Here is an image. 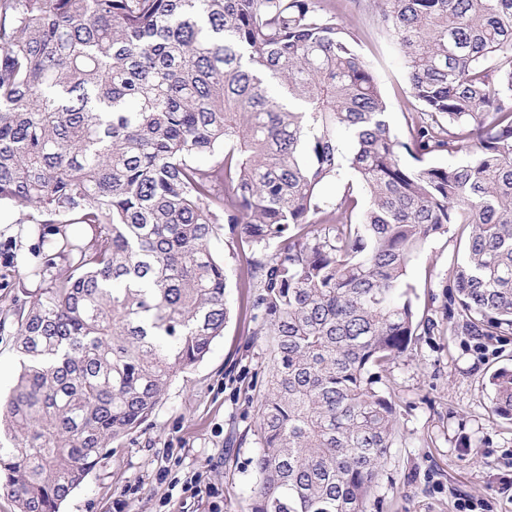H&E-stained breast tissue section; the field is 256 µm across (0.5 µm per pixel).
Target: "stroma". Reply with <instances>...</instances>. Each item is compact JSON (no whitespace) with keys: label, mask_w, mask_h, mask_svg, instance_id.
<instances>
[{"label":"stroma","mask_w":512,"mask_h":512,"mask_svg":"<svg viewBox=\"0 0 512 512\" xmlns=\"http://www.w3.org/2000/svg\"><path fill=\"white\" fill-rule=\"evenodd\" d=\"M360 35L359 52L376 76L392 126L406 132L411 109L403 65L379 26V0H319ZM458 244L455 235L429 240L411 261L413 299L435 322L383 374L399 409V435L370 512H457L461 497L485 499L494 512H512V426L493 412L488 379L512 367V334L486 343L452 328L447 285ZM229 280L230 318L202 361L180 373L152 416L112 452L61 504L60 512H251L257 452L255 374L265 373L267 344L258 336L252 289L239 285L245 259L230 235L211 243ZM27 289L0 288V399L17 383L20 357L14 313ZM199 474L217 497H197L174 479ZM135 494L121 498L125 487Z\"/></svg>","instance_id":"obj_1"}]
</instances>
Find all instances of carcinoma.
Returning a JSON list of instances; mask_svg holds the SVG:
<instances>
[{
	"instance_id": "carcinoma-1",
	"label": "carcinoma",
	"mask_w": 512,
	"mask_h": 512,
	"mask_svg": "<svg viewBox=\"0 0 512 512\" xmlns=\"http://www.w3.org/2000/svg\"><path fill=\"white\" fill-rule=\"evenodd\" d=\"M379 21L418 103L403 135L316 0H0V200L38 233L25 271L0 242V288L38 280L0 405L19 512H59L223 334L226 224L271 339L252 512H368L399 418L381 372L430 332L406 280L430 239L464 240L469 335L512 329V0ZM489 384L512 424V368Z\"/></svg>"
}]
</instances>
